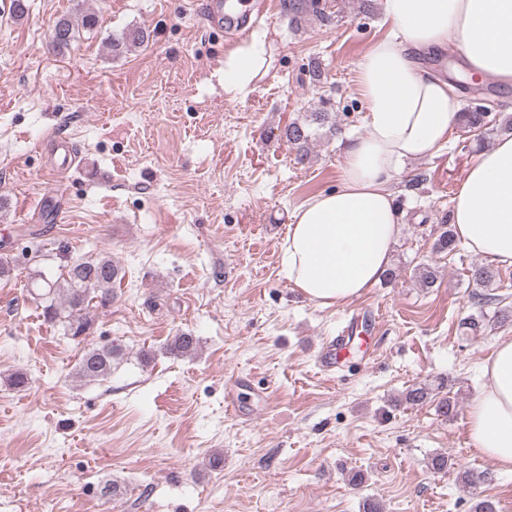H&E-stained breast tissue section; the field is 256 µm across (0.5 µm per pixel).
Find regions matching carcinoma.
<instances>
[{
	"mask_svg": "<svg viewBox=\"0 0 512 512\" xmlns=\"http://www.w3.org/2000/svg\"><path fill=\"white\" fill-rule=\"evenodd\" d=\"M286 13L296 22L309 13L315 12V0H283ZM98 16L85 13L77 24L68 17L59 19L52 31L51 43L58 50L71 46L80 38V32L96 27ZM149 39V33L142 28L126 29L114 33L107 40V46L114 57H121L133 49L143 45ZM490 112L488 109H472L463 113L464 125L470 130H481L489 125ZM338 128L336 119L329 112H313L310 118L294 121L285 129L288 142L294 145L298 152V161L303 163L309 159V144L320 138L331 140L336 137ZM456 248L455 234L451 225H439V235L435 239L434 249L438 252L451 253ZM471 280L486 286L495 281V271L488 266L474 265L469 269ZM122 274V268L106 255L75 261L68 266L66 277L51 281L44 273L31 278V281L44 282V292L39 294L42 300L43 316L52 324L63 327L64 334L74 339L87 333L90 329V302L97 298L103 306L112 300V282ZM199 340L183 333L175 337L170 348L171 353L188 356L195 353ZM124 349L119 344L94 345L87 349L76 369L77 377L84 381L93 382L107 378L112 374V368L123 360ZM441 386L424 383L406 392L405 400L412 404H424L437 400V411L441 416L449 418L456 412V406L448 398H437Z\"/></svg>",
	"mask_w": 512,
	"mask_h": 512,
	"instance_id": "obj_1",
	"label": "carcinoma"
}]
</instances>
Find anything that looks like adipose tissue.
Listing matches in <instances>:
<instances>
[{
  "label": "adipose tissue",
  "instance_id": "ef3b65f1",
  "mask_svg": "<svg viewBox=\"0 0 512 512\" xmlns=\"http://www.w3.org/2000/svg\"><path fill=\"white\" fill-rule=\"evenodd\" d=\"M390 24L357 64L367 132L349 141L336 190L298 205L288 226L284 272L321 306L362 296L391 265L401 215L393 181L413 161L447 145L461 101L428 74L422 54L456 46L469 74L512 85V0H383ZM263 66L256 46L224 60V92L247 91ZM455 236L488 263L512 266V137L497 140L469 166L450 208ZM467 412L472 447L512 471V336L499 337L481 367Z\"/></svg>",
  "mask_w": 512,
  "mask_h": 512
}]
</instances>
